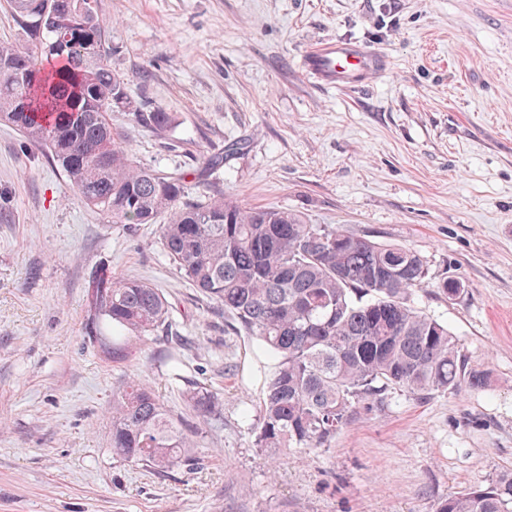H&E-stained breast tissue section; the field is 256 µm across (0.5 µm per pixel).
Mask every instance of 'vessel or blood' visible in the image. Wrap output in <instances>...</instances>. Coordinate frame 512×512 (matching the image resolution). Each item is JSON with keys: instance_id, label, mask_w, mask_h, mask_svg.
<instances>
[{"instance_id": "obj_1", "label": "vessel or blood", "mask_w": 512, "mask_h": 512, "mask_svg": "<svg viewBox=\"0 0 512 512\" xmlns=\"http://www.w3.org/2000/svg\"><path fill=\"white\" fill-rule=\"evenodd\" d=\"M314 80L331 87L366 83L382 65L380 55L367 46L342 40H327L309 50L303 60Z\"/></svg>"}]
</instances>
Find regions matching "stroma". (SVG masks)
<instances>
[{
    "mask_svg": "<svg viewBox=\"0 0 512 512\" xmlns=\"http://www.w3.org/2000/svg\"><path fill=\"white\" fill-rule=\"evenodd\" d=\"M112 65L154 132L112 126L137 165L193 174L240 143L204 188L245 207L408 246L434 281L411 304L447 323L490 386L399 389L361 402L325 450L272 460L253 446L265 357L195 288L155 224H112L62 171L0 122V512H435L512 472V0H95ZM339 39L376 48L368 83L326 88L302 58ZM167 298L170 349L150 336L106 358L89 336L98 269ZM148 383L194 431V462L167 472L112 453V397ZM217 395L221 425L186 390Z\"/></svg>",
    "mask_w": 512,
    "mask_h": 512,
    "instance_id": "35a3bbf8",
    "label": "stroma"
}]
</instances>
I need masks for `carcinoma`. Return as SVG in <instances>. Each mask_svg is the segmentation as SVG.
<instances>
[{
  "instance_id": "carcinoma-1",
  "label": "carcinoma",
  "mask_w": 512,
  "mask_h": 512,
  "mask_svg": "<svg viewBox=\"0 0 512 512\" xmlns=\"http://www.w3.org/2000/svg\"><path fill=\"white\" fill-rule=\"evenodd\" d=\"M6 0L29 44L0 43V120L44 151L78 200L114 224L160 225L170 259L193 285L224 304L236 329L267 359L253 446L275 455L328 448L357 405L390 388L417 396L490 385L470 369L448 325L415 310L412 291L430 285L417 251L310 224L292 210L244 208L222 195L188 197L181 173L141 167L121 150L111 114L121 109L142 128L164 131L173 116L145 112L128 94L129 77L112 68L105 26L85 0ZM198 159V179L224 163ZM448 299L463 283L435 284ZM92 333L107 357L127 353L168 323L165 295L139 279L103 270L88 288ZM189 408L218 422V398L186 392ZM112 454L162 472L191 460L192 436L154 390L131 380L112 399ZM436 512H512V474L448 496Z\"/></svg>"
}]
</instances>
